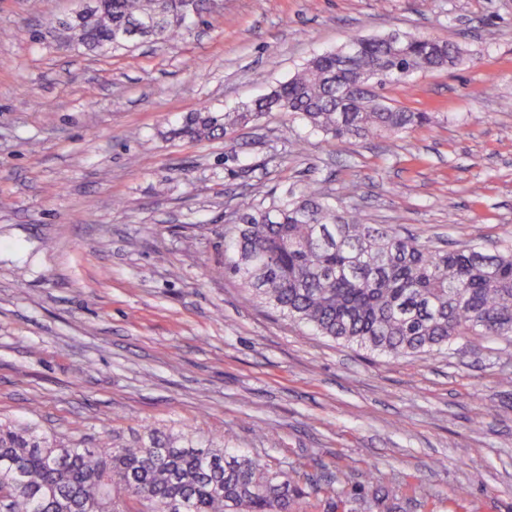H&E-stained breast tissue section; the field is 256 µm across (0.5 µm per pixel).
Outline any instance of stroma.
Listing matches in <instances>:
<instances>
[{"label":"stroma","instance_id":"35a3bbf8","mask_svg":"<svg viewBox=\"0 0 512 512\" xmlns=\"http://www.w3.org/2000/svg\"><path fill=\"white\" fill-rule=\"evenodd\" d=\"M74 8L0 0V418L84 443L163 425L339 490L372 470L399 512H420L408 482L434 512H512V341L390 359L216 271L241 197L292 186L434 247L512 244V0H200L183 39L97 53L56 29ZM394 29L463 50L384 88L434 113L411 137L337 142L278 112L171 134Z\"/></svg>","mask_w":512,"mask_h":512}]
</instances>
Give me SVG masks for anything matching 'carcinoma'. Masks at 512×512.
<instances>
[{
  "instance_id": "1",
  "label": "carcinoma",
  "mask_w": 512,
  "mask_h": 512,
  "mask_svg": "<svg viewBox=\"0 0 512 512\" xmlns=\"http://www.w3.org/2000/svg\"><path fill=\"white\" fill-rule=\"evenodd\" d=\"M188 16L183 0H96L73 44L122 47L131 43L123 33L150 22L167 42L184 34ZM422 39L405 34L389 47L369 38L353 66L384 71L382 89L460 61L458 44L430 54ZM349 106L336 109V58L329 51L252 108L216 116L205 107L175 134L226 136L268 110H284L338 141L398 137L432 120L376 92L353 94ZM217 271L237 279L256 305L318 336L393 359L449 349L472 336L512 338V246L434 249L307 190L287 188L266 205L242 202L224 233ZM334 483L330 475L304 483L294 471L191 433L145 426L130 443L114 434L89 448L0 421V490H11L0 512H302L308 489L331 491ZM388 498L369 470L340 501L358 500L371 512Z\"/></svg>"
}]
</instances>
